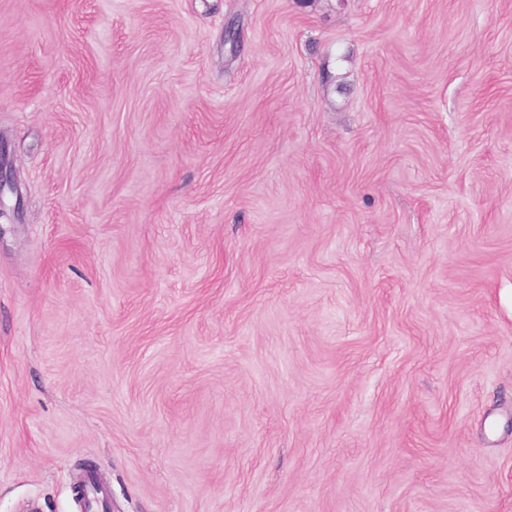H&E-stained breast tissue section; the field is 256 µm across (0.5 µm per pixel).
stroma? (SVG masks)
Segmentation results:
<instances>
[{
  "instance_id": "35a3bbf8",
  "label": "stroma",
  "mask_w": 512,
  "mask_h": 512,
  "mask_svg": "<svg viewBox=\"0 0 512 512\" xmlns=\"http://www.w3.org/2000/svg\"><path fill=\"white\" fill-rule=\"evenodd\" d=\"M0 512H512V0H0Z\"/></svg>"
}]
</instances>
